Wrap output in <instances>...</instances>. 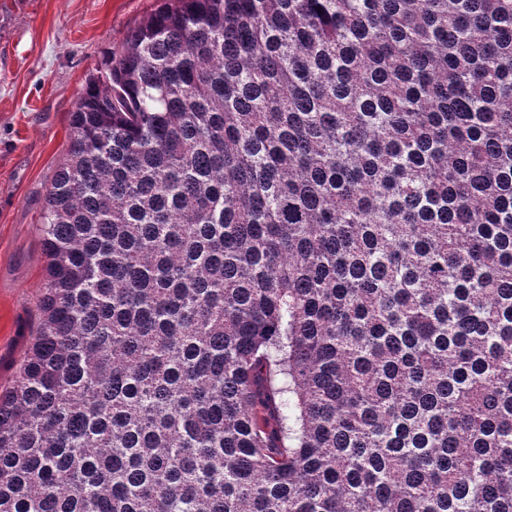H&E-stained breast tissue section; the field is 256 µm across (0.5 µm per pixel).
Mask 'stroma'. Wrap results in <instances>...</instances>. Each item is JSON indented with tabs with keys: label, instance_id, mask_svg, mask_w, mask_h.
<instances>
[{
	"label": "stroma",
	"instance_id": "obj_1",
	"mask_svg": "<svg viewBox=\"0 0 512 512\" xmlns=\"http://www.w3.org/2000/svg\"><path fill=\"white\" fill-rule=\"evenodd\" d=\"M156 0H0V389L38 316L44 197L86 79Z\"/></svg>",
	"mask_w": 512,
	"mask_h": 512
}]
</instances>
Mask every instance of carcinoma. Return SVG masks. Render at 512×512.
Returning <instances> with one entry per match:
<instances>
[{"instance_id": "cac0c4a2", "label": "carcinoma", "mask_w": 512, "mask_h": 512, "mask_svg": "<svg viewBox=\"0 0 512 512\" xmlns=\"http://www.w3.org/2000/svg\"><path fill=\"white\" fill-rule=\"evenodd\" d=\"M40 238L0 512H512V0H158Z\"/></svg>"}]
</instances>
